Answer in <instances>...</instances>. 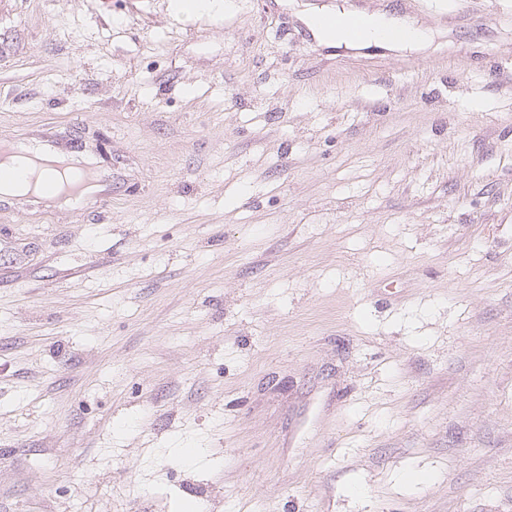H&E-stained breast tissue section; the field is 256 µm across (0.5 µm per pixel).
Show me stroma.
Returning a JSON list of instances; mask_svg holds the SVG:
<instances>
[{"label": "stroma", "instance_id": "obj_1", "mask_svg": "<svg viewBox=\"0 0 512 512\" xmlns=\"http://www.w3.org/2000/svg\"><path fill=\"white\" fill-rule=\"evenodd\" d=\"M169 2L0 0V140L112 160L0 199V512H512V0ZM313 22L315 26L342 28L346 34L348 42L352 45H361L365 43L364 29L358 21V15L347 14L345 16L336 15V13L317 14ZM391 20H386L383 14H375V15H366L364 14V22L366 25V36L369 39H379L382 32L391 26L389 22ZM416 30V29H415ZM418 37L415 41H410L407 43H403L411 40L414 37V34L411 30L407 28H402L401 26H394L386 29L382 34V43L384 44H401L405 46L414 45L417 41L426 38V30H416ZM83 170L79 175H73L71 180L63 181V192L75 197L72 200H78L75 208L80 209L90 203L102 202L106 198H110L112 192V180L106 177H98L97 169L92 165L91 167L83 166ZM96 172V173H95ZM96 183V186L103 187L101 190L84 192L89 186L85 183Z\"/></svg>", "mask_w": 512, "mask_h": 512}]
</instances>
